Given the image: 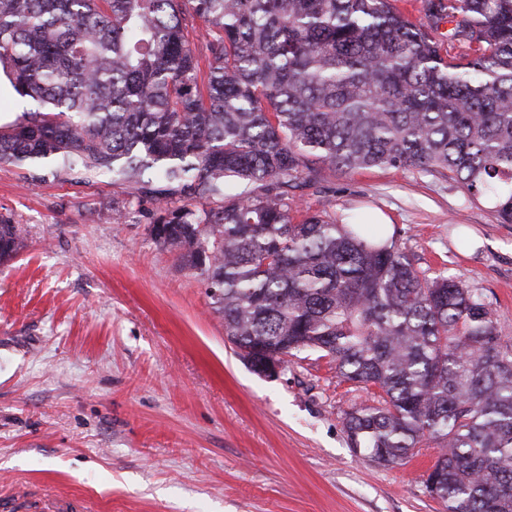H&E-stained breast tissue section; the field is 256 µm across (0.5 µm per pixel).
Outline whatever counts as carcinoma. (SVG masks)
Here are the masks:
<instances>
[{
  "mask_svg": "<svg viewBox=\"0 0 512 512\" xmlns=\"http://www.w3.org/2000/svg\"><path fill=\"white\" fill-rule=\"evenodd\" d=\"M398 2L0 0L22 104L0 163L151 201L152 238L203 277L240 356L325 353L373 391L345 414L353 450L389 466L433 444L445 512H512V347L489 304L295 193L417 169L512 224V0H421L416 21ZM23 248L1 215L0 262Z\"/></svg>",
  "mask_w": 512,
  "mask_h": 512,
  "instance_id": "carcinoma-1",
  "label": "carcinoma"
}]
</instances>
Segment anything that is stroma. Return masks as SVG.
Here are the masks:
<instances>
[{
    "mask_svg": "<svg viewBox=\"0 0 512 512\" xmlns=\"http://www.w3.org/2000/svg\"><path fill=\"white\" fill-rule=\"evenodd\" d=\"M299 193L339 220L385 213L418 266L483 296L512 346V224L490 204L395 168ZM153 211L106 178L35 185L0 164V214L25 243L0 262V512H444L426 467L349 447L344 415L373 395L330 358L250 370L202 278L151 238Z\"/></svg>",
    "mask_w": 512,
    "mask_h": 512,
    "instance_id": "obj_1",
    "label": "stroma"
}]
</instances>
